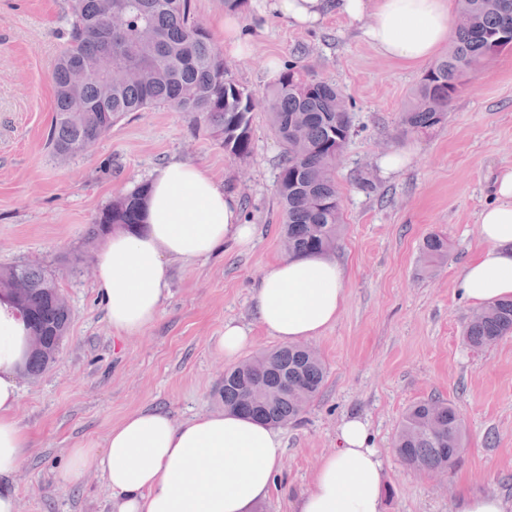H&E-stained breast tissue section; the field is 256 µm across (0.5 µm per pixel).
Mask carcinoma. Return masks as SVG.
<instances>
[{
  "instance_id": "cac0c4a2",
  "label": "carcinoma",
  "mask_w": 512,
  "mask_h": 512,
  "mask_svg": "<svg viewBox=\"0 0 512 512\" xmlns=\"http://www.w3.org/2000/svg\"><path fill=\"white\" fill-rule=\"evenodd\" d=\"M458 13L473 19L453 29L448 55L423 74L405 112L401 134L427 133L441 125L463 77L477 73L496 54L497 39L512 29V0H458ZM97 62L112 65L107 77L81 75ZM54 116L49 145L69 160L82 155L130 112L160 104L189 112L224 139V150L241 160L252 152L253 112L264 104L270 128L283 146L276 191L284 214L282 246L289 255L336 249L343 214L336 167L352 134V117L338 87L289 64L262 95L227 78L223 51L191 13L190 0H72L66 48L53 69ZM149 184H136L103 208L89 225L97 240L111 229L143 227ZM448 260V238L426 236L424 269ZM22 279L20 301L46 339V351L31 353L26 371L43 373L66 335L70 308L55 279L39 265L0 268V294L13 298ZM512 334V300L474 311L464 322L463 339L472 349L492 346ZM325 366L302 344L272 349L224 372V409L267 425L297 420L320 391ZM261 379L270 388L266 402H247V386ZM465 430L447 401L424 399L407 408L394 448L407 467L453 472L462 462Z\"/></svg>"
}]
</instances>
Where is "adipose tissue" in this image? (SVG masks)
<instances>
[{
	"mask_svg": "<svg viewBox=\"0 0 512 512\" xmlns=\"http://www.w3.org/2000/svg\"><path fill=\"white\" fill-rule=\"evenodd\" d=\"M384 59L410 69L435 59L452 32L454 0H273L300 26L327 6ZM493 204L480 213L484 246L464 265L459 292L472 306L512 298V167L494 179ZM145 231H114L96 263L95 285L109 323L138 334L157 318L169 292L170 264L208 257L224 245L247 250L257 227L243 223L236 198L198 165L174 160L151 179ZM345 267L330 255L284 256L260 277L252 297L259 324L279 341H311L336 323L345 303ZM30 353L28 329L0 302V512H17L6 482L28 445L15 411ZM340 446L325 456L296 512H384L382 464L359 418L344 420ZM283 458L278 432L224 411L177 423L140 410L113 425L103 448H73L63 480L103 470L113 512H251L268 494Z\"/></svg>",
	"mask_w": 512,
	"mask_h": 512,
	"instance_id": "ef3b65f1",
	"label": "adipose tissue"
}]
</instances>
